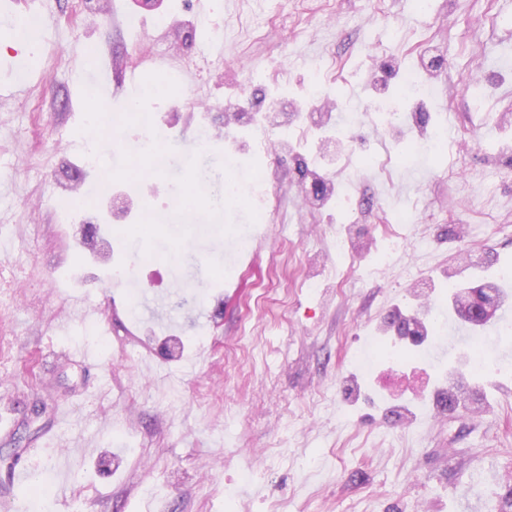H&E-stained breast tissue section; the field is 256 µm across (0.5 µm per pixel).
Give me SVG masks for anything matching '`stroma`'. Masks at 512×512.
<instances>
[{"label": "stroma", "mask_w": 512, "mask_h": 512, "mask_svg": "<svg viewBox=\"0 0 512 512\" xmlns=\"http://www.w3.org/2000/svg\"><path fill=\"white\" fill-rule=\"evenodd\" d=\"M31 2L0 0V84L22 68L29 88L0 100V458L29 473L10 490L0 478V512H492L512 490V372L461 365L475 333L444 347L443 376L365 377L355 355L392 314L512 266V0H432L425 15L414 0H211L206 25L243 14L274 31L221 46L220 67L193 70L173 105L144 96L158 70L137 52L196 53L198 0H107L98 15L44 0L39 53L17 37ZM429 44L435 90L411 116L396 72H425ZM325 55L336 110L302 117L294 147L253 151L238 126L199 143L225 104L300 98ZM471 77L492 95L474 98ZM132 99L151 127L87 124L92 103L118 113ZM325 122L329 146L312 132ZM436 122L445 139L420 155ZM152 136L166 168L140 160ZM91 137L119 205L91 194ZM381 147L382 178L360 164ZM313 172L351 181L345 208L300 203ZM81 175L85 195L62 205ZM228 179L245 196L216 208ZM181 181L186 208L168 206ZM397 200L417 203L415 223H395ZM80 299L99 315L62 327ZM444 383L458 406L401 433L390 406Z\"/></svg>", "instance_id": "1"}]
</instances>
